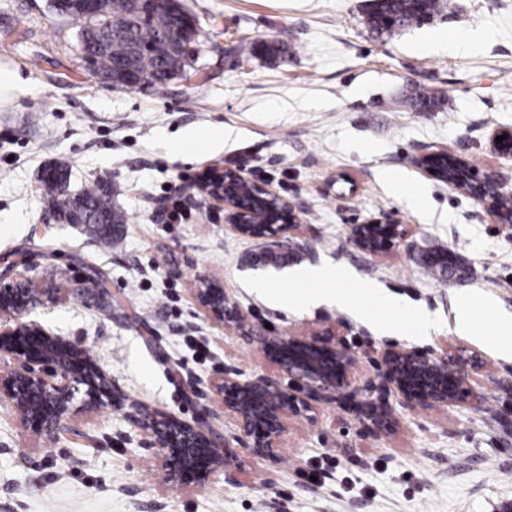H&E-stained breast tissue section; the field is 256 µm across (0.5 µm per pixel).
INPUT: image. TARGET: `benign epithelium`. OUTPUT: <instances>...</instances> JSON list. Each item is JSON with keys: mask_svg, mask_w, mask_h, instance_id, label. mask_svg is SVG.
I'll return each instance as SVG.
<instances>
[{"mask_svg": "<svg viewBox=\"0 0 512 512\" xmlns=\"http://www.w3.org/2000/svg\"><path fill=\"white\" fill-rule=\"evenodd\" d=\"M448 159L445 151L422 155L418 164L448 185L475 195L487 208L491 220L501 230L512 232V216L499 210L501 198L512 191L494 168L478 170L455 158L456 174L450 178L441 166ZM210 203L224 210V221L244 236L276 247L275 238L298 226L296 205L276 194L264 183L247 176L242 168H228L205 174L191 184ZM354 243L377 254L393 240H403L407 230L398 224L371 219L350 229ZM194 289L199 307L216 321L233 320L237 305L212 280ZM30 299L26 283L17 280L0 287V363L18 354L27 343L32 352L17 359L13 366L0 372V401L12 405L20 422L32 420L47 431L64 428L71 412L74 392L84 389V404L90 410L112 405V383L99 367L75 360L83 354L77 341L55 336L36 321H24L20 314ZM269 349H288L295 360L280 359L287 380L268 375L241 378L232 365L207 380L189 379L191 388L201 397L212 395L224 401V410L232 418L238 433L232 440H220L206 421L188 422L171 416L164 422L150 420L136 404L130 405L128 421L141 433L146 450L160 459L166 473L192 472L204 487L222 472L230 475V442L261 459L272 460L287 431L288 418L312 419L318 407L332 405L352 386V369L357 357L347 348L341 331L326 336H298L283 333L265 337ZM378 379L365 382L366 398L358 409V421L370 432L385 434L395 423L391 398L399 404L427 409L446 408L460 403L479 404L482 397L470 386L471 375L480 369L479 360L446 350L437 354L430 350L385 347L377 351Z\"/></svg>", "mask_w": 512, "mask_h": 512, "instance_id": "obj_1", "label": "benign epithelium"}]
</instances>
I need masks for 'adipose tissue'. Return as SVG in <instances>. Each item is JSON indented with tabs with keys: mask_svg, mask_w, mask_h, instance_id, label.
Listing matches in <instances>:
<instances>
[{
	"mask_svg": "<svg viewBox=\"0 0 512 512\" xmlns=\"http://www.w3.org/2000/svg\"><path fill=\"white\" fill-rule=\"evenodd\" d=\"M253 290L267 302L288 307L292 311H307L320 306H351L355 298L365 301L362 314L371 317L376 311H396L400 304L391 295L370 283L355 282L350 271L332 265H317L295 269L288 274L287 286L276 282L258 280ZM493 312L501 328L500 338L490 340V347L503 357L512 356V313L498 311L496 302L489 296L469 295L463 298L455 314V331L461 336L475 335V308Z\"/></svg>",
	"mask_w": 512,
	"mask_h": 512,
	"instance_id": "1",
	"label": "adipose tissue"
}]
</instances>
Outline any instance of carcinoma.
Wrapping results in <instances>:
<instances>
[{
  "label": "carcinoma",
  "instance_id": "carcinoma-1",
  "mask_svg": "<svg viewBox=\"0 0 512 512\" xmlns=\"http://www.w3.org/2000/svg\"><path fill=\"white\" fill-rule=\"evenodd\" d=\"M441 8L440 0H371L367 15L369 27L380 37H391L405 26L430 20ZM100 9L112 18L115 32H104L97 24L86 21L80 28V45L86 46L87 68L95 75L129 88L135 84L116 69L126 60L139 76L156 81L167 79V72L183 73L191 67L186 51L171 50L165 18L177 9L176 0H102ZM67 170L63 165L49 167L41 178L44 196L59 211L61 219L69 224H95L100 240L112 241L111 228L125 223L123 213L107 208L99 212L101 184L80 192L76 202L63 201V185ZM448 250L435 247L428 252L427 268L435 275L445 277L453 264L445 263Z\"/></svg>",
  "mask_w": 512,
  "mask_h": 512
}]
</instances>
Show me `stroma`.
<instances>
[{
	"label": "stroma",
	"instance_id": "obj_1",
	"mask_svg": "<svg viewBox=\"0 0 512 512\" xmlns=\"http://www.w3.org/2000/svg\"><path fill=\"white\" fill-rule=\"evenodd\" d=\"M443 11L393 37L367 24L370 0H180L196 25L193 67L162 87L125 88L91 75L79 27L50 0H0V64L25 91L0 101V279L28 278L37 293L25 313L51 333L80 342L112 380L119 404L93 412L75 393L68 431L24 427L0 402V512H512V359L484 334L493 314L477 312L479 336L453 330L460 296L478 291L512 311V235L484 204L417 164L443 150L512 183V158L492 153L495 131L512 129V0H443ZM474 31L471 47L429 50L437 32ZM255 42L241 54L240 42ZM436 98L413 108L416 92ZM229 131L223 146L205 135ZM199 139L172 148L187 133ZM66 165L77 192L107 180L126 221L101 247L89 224L49 220L40 175ZM245 166L288 196L302 227L279 237L292 266L330 263L378 285L404 306L443 321L428 336L381 334L357 307L304 314L251 293L259 241L236 233L223 211L185 189L211 168ZM403 173L425 196L409 205L386 181ZM179 205L184 219L167 212ZM371 218L408 234L380 254L357 248L351 225ZM440 245L460 267L449 279L420 259ZM218 282L256 338L238 323L215 325L193 295L200 277ZM342 328L351 347L465 349L482 368L470 383L483 403L445 409L396 407L393 432L366 431L355 413L363 382L316 421L293 417L276 459L242 451L234 480L198 487L166 479L127 420L129 402L147 415L191 421L207 414L220 435L237 429L221 399H200L187 377L208 379L230 364L244 376H277L262 341L269 333ZM322 469L325 481L308 480Z\"/></svg>",
	"mask_w": 512,
	"mask_h": 512
}]
</instances>
